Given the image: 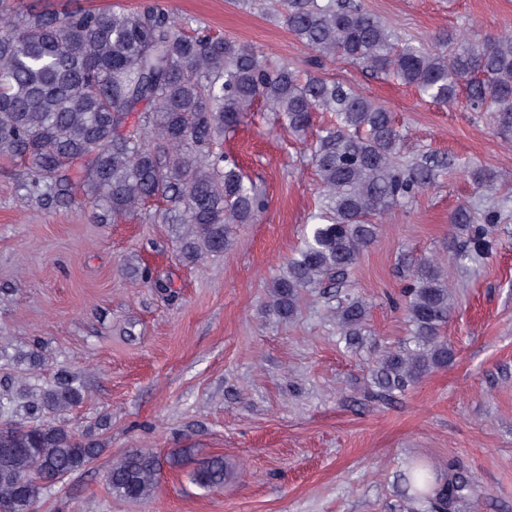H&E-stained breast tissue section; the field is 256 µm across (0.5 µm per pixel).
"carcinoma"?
<instances>
[{"instance_id": "obj_1", "label": "carcinoma", "mask_w": 512, "mask_h": 512, "mask_svg": "<svg viewBox=\"0 0 512 512\" xmlns=\"http://www.w3.org/2000/svg\"><path fill=\"white\" fill-rule=\"evenodd\" d=\"M276 16L321 59H342L412 86L447 106L464 84L473 112L492 114L494 131L512 136V32L474 40L444 32L431 48L399 39L358 0H277ZM164 5L138 10L22 12L0 0V155L24 161L27 188L45 206L81 193L101 224L118 223L148 202L166 201V224H186L184 259L221 254L232 245V226L251 224L267 203L236 160L211 151L262 100L289 133L302 138L317 112L336 121L319 130L310 156L317 175L319 213L310 235L268 290L266 310L293 319L301 291L337 285L377 240L378 218L432 187L443 167L424 157L406 167L397 161L401 135L391 112L349 86L276 65L251 44L201 30ZM143 113L144 123L126 121ZM478 187L494 172L476 167ZM495 209L468 205L450 216L474 248L448 241L449 258L474 261L482 254ZM406 311L413 346L379 360L375 380L388 393L403 392L444 368L454 351L442 329L452 309L445 268L436 259L409 262ZM367 307L344 295L336 306L341 335H361ZM82 398L75 379L63 377L28 404V414L67 409ZM99 442L63 426L30 423L0 427V512H36L43 489L85 470L102 453ZM161 465L149 451H134L106 471L109 492L143 501L157 488ZM227 466L216 456L191 473L203 489L224 485ZM427 469L414 466L408 485L422 495ZM469 475L438 489L443 504L468 495Z\"/></svg>"}]
</instances>
